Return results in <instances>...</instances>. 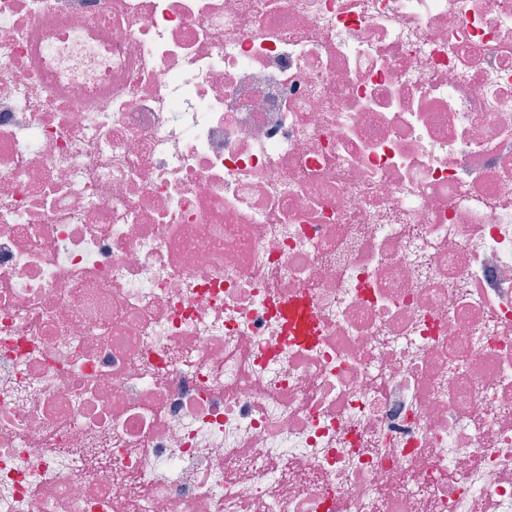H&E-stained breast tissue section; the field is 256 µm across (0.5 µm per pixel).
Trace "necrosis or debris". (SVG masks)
I'll return each instance as SVG.
<instances>
[{
  "label": "necrosis or debris",
  "instance_id": "4bbe7bcc",
  "mask_svg": "<svg viewBox=\"0 0 512 512\" xmlns=\"http://www.w3.org/2000/svg\"><path fill=\"white\" fill-rule=\"evenodd\" d=\"M0 512H512V0H0Z\"/></svg>",
  "mask_w": 512,
  "mask_h": 512
}]
</instances>
